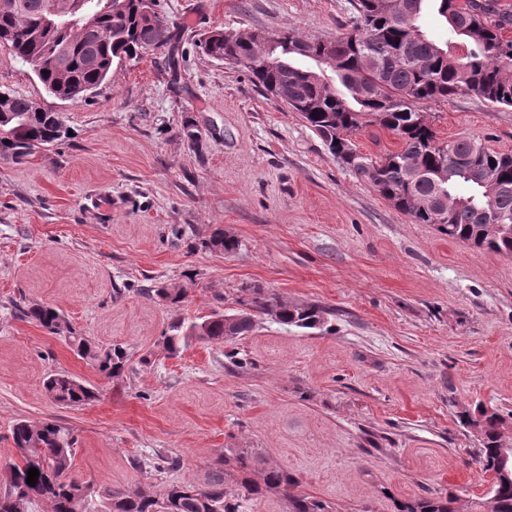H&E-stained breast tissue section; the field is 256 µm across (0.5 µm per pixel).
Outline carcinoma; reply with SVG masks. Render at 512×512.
<instances>
[{
  "label": "carcinoma",
  "mask_w": 512,
  "mask_h": 512,
  "mask_svg": "<svg viewBox=\"0 0 512 512\" xmlns=\"http://www.w3.org/2000/svg\"><path fill=\"white\" fill-rule=\"evenodd\" d=\"M62 0H5L0 5V45L29 65L52 96L70 100L93 93L116 73V67L147 51L161 50L174 35L159 12L157 0H70L77 4L69 17L55 14ZM433 3L448 24L456 44L427 37L420 23ZM351 30L333 41L309 40L289 26L259 42L249 33L228 38L215 31L202 41L212 59L232 61L248 69L256 86L296 112L321 139L330 154L366 182L379 196L417 224H434L440 234L472 248L512 257V153L493 151L474 138L444 140L437 134L427 103L448 102L459 95L475 96L494 107L512 108V3L504 0H350ZM60 55L58 66L48 58ZM309 58L331 68L341 87L317 72L296 64ZM0 118V156L26 163L39 150L69 136L59 113L11 92ZM377 126L399 141L395 151L368 155L352 137ZM209 244L224 252L236 249L234 238L215 229ZM172 305L183 301L180 288H142ZM21 318L48 333L67 334L68 342L98 371L117 376L128 362L120 345L98 347L73 330L64 316L44 304L17 306ZM269 315L282 325L318 329L323 310L311 303L295 304L252 289L247 308L202 321L181 320L162 336L168 355L188 343H228L252 332L255 317ZM47 395L65 407L96 399L93 388L64 373L48 375ZM463 424L482 439L480 463L491 475L477 502V512H512V448L502 444L505 415L480 408L466 414ZM12 439L19 462L0 473V512H29L45 502L50 512H246V505L267 494L280 493L288 512H328L309 495L292 493L297 478L287 469L256 468L259 457L245 450L224 456L202 484H172L163 498L150 490H99L92 482L70 476L77 438L56 423L13 425ZM36 468L35 485L27 484ZM234 477L235 486L226 483ZM457 498L429 497L396 503V512H458Z\"/></svg>",
  "instance_id": "carcinoma-1"
}]
</instances>
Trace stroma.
I'll return each mask as SVG.
<instances>
[{"instance_id": "1", "label": "stroma", "mask_w": 512, "mask_h": 512, "mask_svg": "<svg viewBox=\"0 0 512 512\" xmlns=\"http://www.w3.org/2000/svg\"><path fill=\"white\" fill-rule=\"evenodd\" d=\"M347 7L160 0L173 49L123 64L76 101L51 96L0 47V87L59 112L71 131L29 163L0 158V469L18 460V420H53L77 438L72 477L102 490L201 483L245 448L330 512L448 495L472 512L489 476L461 417L479 405L512 413V258L414 223L245 67L199 47L214 30L290 25L330 41L349 30ZM428 110L438 137L512 152L511 108L465 95ZM188 118L201 151L181 136ZM217 224L236 252L209 247ZM165 285L185 290L180 305L142 294ZM253 287L321 305L323 328L264 315L234 343L167 356L170 323L234 313ZM20 303L51 305L92 342L124 346V372L101 374L63 336L20 319ZM56 372L96 399L56 404L43 389ZM161 455L180 468L157 470Z\"/></svg>"}]
</instances>
